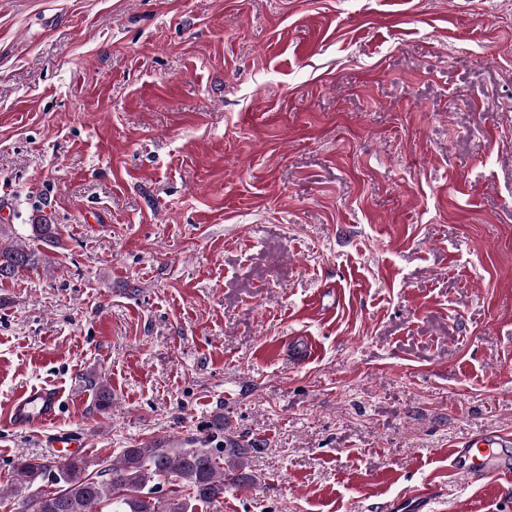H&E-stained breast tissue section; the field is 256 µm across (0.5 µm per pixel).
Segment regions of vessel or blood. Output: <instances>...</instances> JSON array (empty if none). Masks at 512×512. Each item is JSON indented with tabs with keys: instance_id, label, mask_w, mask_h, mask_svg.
<instances>
[{
	"instance_id": "obj_1",
	"label": "vessel or blood",
	"mask_w": 512,
	"mask_h": 512,
	"mask_svg": "<svg viewBox=\"0 0 512 512\" xmlns=\"http://www.w3.org/2000/svg\"><path fill=\"white\" fill-rule=\"evenodd\" d=\"M62 407L60 392L39 387L16 396L8 411V424L18 430H34L54 423ZM52 446L57 458H71L83 451L78 435H57ZM450 468L466 478H481L492 471L512 470V436L487 429L467 437L448 455Z\"/></svg>"
}]
</instances>
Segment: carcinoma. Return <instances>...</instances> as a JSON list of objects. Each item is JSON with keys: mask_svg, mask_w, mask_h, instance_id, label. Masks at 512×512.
Wrapping results in <instances>:
<instances>
[{"mask_svg": "<svg viewBox=\"0 0 512 512\" xmlns=\"http://www.w3.org/2000/svg\"><path fill=\"white\" fill-rule=\"evenodd\" d=\"M36 264V254L0 235V281L14 277ZM95 390L98 409L112 405V394L99 377H88ZM207 441L213 448L174 450L162 442L150 448H125L119 460L91 461L83 457L22 459L14 465L20 486L32 491L21 512H94L98 506L109 512H193V506L214 507L224 499V488L255 480L248 473L251 449L224 436V417L208 427ZM96 471H90V468ZM174 480L189 491L156 496L161 481Z\"/></svg>", "mask_w": 512, "mask_h": 512, "instance_id": "obj_1", "label": "carcinoma"}]
</instances>
